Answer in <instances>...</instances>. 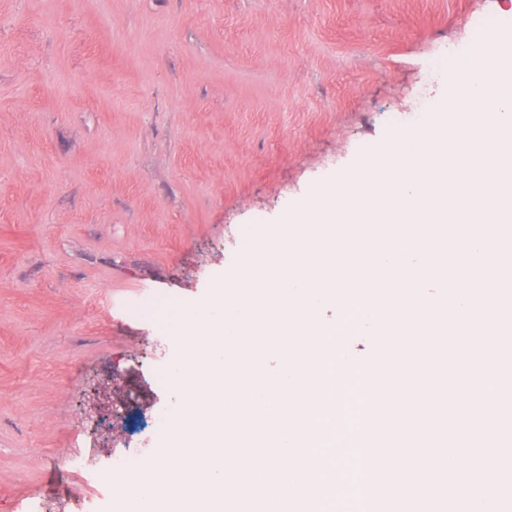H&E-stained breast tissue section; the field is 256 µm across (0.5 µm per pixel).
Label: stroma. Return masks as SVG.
<instances>
[{
  "mask_svg": "<svg viewBox=\"0 0 512 512\" xmlns=\"http://www.w3.org/2000/svg\"><path fill=\"white\" fill-rule=\"evenodd\" d=\"M478 16L512 0H0V512H112L109 455L148 466L176 400L171 321L244 234L419 127ZM319 316L362 379L376 323ZM86 451L93 477L48 478Z\"/></svg>",
  "mask_w": 512,
  "mask_h": 512,
  "instance_id": "stroma-1",
  "label": "stroma"
}]
</instances>
